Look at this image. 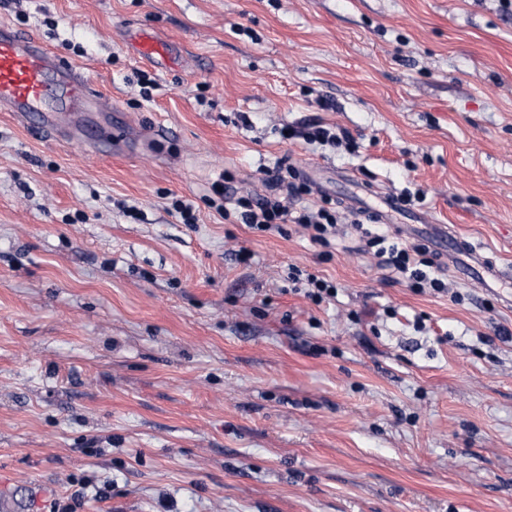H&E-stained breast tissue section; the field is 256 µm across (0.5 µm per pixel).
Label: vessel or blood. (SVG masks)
<instances>
[{"mask_svg":"<svg viewBox=\"0 0 512 512\" xmlns=\"http://www.w3.org/2000/svg\"><path fill=\"white\" fill-rule=\"evenodd\" d=\"M100 95L85 76L45 49L35 38L0 24V109L19 120L41 116L40 129L59 130L61 120L75 112H95ZM470 260L460 276L486 284L502 282L505 273L467 241H459Z\"/></svg>","mask_w":512,"mask_h":512,"instance_id":"obj_1","label":"vessel or blood"}]
</instances>
